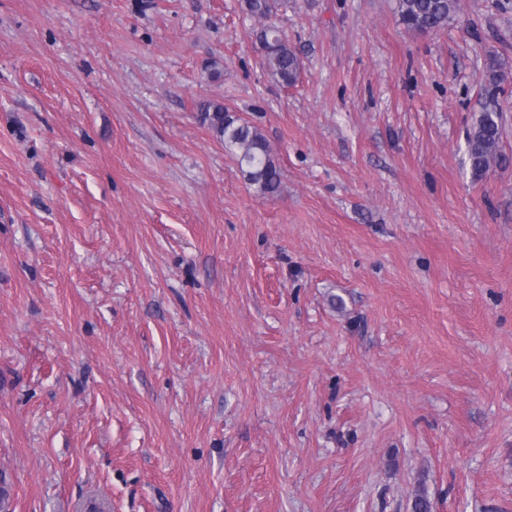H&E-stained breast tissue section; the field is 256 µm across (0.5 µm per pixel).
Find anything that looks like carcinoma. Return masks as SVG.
I'll use <instances>...</instances> for the list:
<instances>
[{
	"label": "carcinoma",
	"instance_id": "carcinoma-1",
	"mask_svg": "<svg viewBox=\"0 0 512 512\" xmlns=\"http://www.w3.org/2000/svg\"><path fill=\"white\" fill-rule=\"evenodd\" d=\"M280 5L281 0H244V12L251 18L268 20ZM456 5L457 0H397V13L407 29L428 35L448 26ZM258 40L264 50L262 58L266 69L281 85H294L301 71L296 49L277 27L269 24L260 30ZM198 112L201 122L236 156L248 180L258 185L264 195L275 193L280 185V171L263 135L222 103L202 102ZM502 139L500 112L486 108L475 116L466 141L467 160L474 178L479 179L492 166L507 162L508 157L501 149Z\"/></svg>",
	"mask_w": 512,
	"mask_h": 512
}]
</instances>
